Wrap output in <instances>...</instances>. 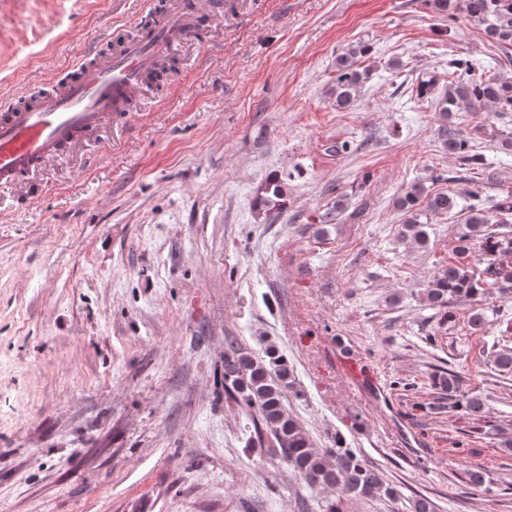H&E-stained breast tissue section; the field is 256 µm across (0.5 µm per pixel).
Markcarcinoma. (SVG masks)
Masks as SVG:
<instances>
[{
    "label": "carcinoma",
    "mask_w": 512,
    "mask_h": 512,
    "mask_svg": "<svg viewBox=\"0 0 512 512\" xmlns=\"http://www.w3.org/2000/svg\"><path fill=\"white\" fill-rule=\"evenodd\" d=\"M432 9L448 20L464 13L484 26V32L501 45H512V0H426ZM369 47L359 45L336 58V84L331 96L339 107L354 103L364 76L358 70V58ZM448 89L437 90L434 75L421 77L416 96L431 99L439 114L438 138L457 156L460 169L469 172L491 167L484 155L470 149L469 140L452 121V113L466 101L493 112H512V78L486 76L483 67L470 58L451 62ZM283 187L275 179L261 189L260 204L269 211L283 207ZM460 208L463 216L454 258L423 283L422 298L433 310L452 318L459 302H487L512 294V190L491 201L480 185L470 186L463 203L443 191L428 192L424 184H412L398 200L403 212L401 234L425 247L429 241L426 218ZM512 325L492 343L491 357L497 370L512 373V346L505 344ZM448 399L459 400L469 415L485 418L484 400L478 395L461 394L462 379L457 371L444 368L435 374ZM294 372L288 360L273 349L260 359L247 348L231 343L224 351V397L236 403L250 418L257 435L267 434L272 448L294 474L310 487L334 488L336 498L325 501L323 512H346L352 500L398 498V490L383 472L368 463L355 448H347L341 438L336 447L317 448L301 422L284 406L286 391L293 388ZM490 430L499 447L512 451V425L496 423Z\"/></svg>",
    "instance_id": "carcinoma-1"
}]
</instances>
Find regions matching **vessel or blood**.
Masks as SVG:
<instances>
[{"label": "vessel or blood", "mask_w": 512, "mask_h": 512, "mask_svg": "<svg viewBox=\"0 0 512 512\" xmlns=\"http://www.w3.org/2000/svg\"><path fill=\"white\" fill-rule=\"evenodd\" d=\"M212 15L209 0H167L117 51L90 53L73 77L0 101V188L26 186L63 152L101 138L113 116L135 112L151 73Z\"/></svg>", "instance_id": "obj_1"}]
</instances>
